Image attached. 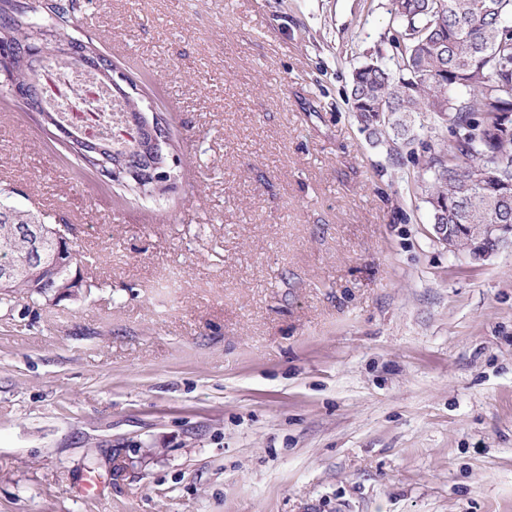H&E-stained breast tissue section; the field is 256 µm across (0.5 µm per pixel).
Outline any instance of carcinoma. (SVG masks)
Returning <instances> with one entry per match:
<instances>
[{
	"instance_id": "obj_1",
	"label": "carcinoma",
	"mask_w": 512,
	"mask_h": 512,
	"mask_svg": "<svg viewBox=\"0 0 512 512\" xmlns=\"http://www.w3.org/2000/svg\"><path fill=\"white\" fill-rule=\"evenodd\" d=\"M77 0H0V52L10 55L11 86L33 112L42 98L36 54L23 44L34 34L63 48L61 30L74 23ZM395 36L392 62L354 69L352 110L369 137L398 145L416 115L447 125L448 147H426L419 173L432 221L448 225L455 249L471 253L469 224L512 225V0H389ZM36 215L0 196V263H30L27 229ZM42 252L63 246L70 264L59 274L82 290V254L76 242H58L49 224ZM34 275L0 283V300L23 291L35 295Z\"/></svg>"
}]
</instances>
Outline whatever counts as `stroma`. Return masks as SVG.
<instances>
[{"instance_id":"35a3bbf8","label":"stroma","mask_w":512,"mask_h":512,"mask_svg":"<svg viewBox=\"0 0 512 512\" xmlns=\"http://www.w3.org/2000/svg\"><path fill=\"white\" fill-rule=\"evenodd\" d=\"M70 32L174 176L89 170L0 73V187L88 283L0 303V512H512V240L438 239L444 124L393 153L356 120L388 0H88ZM126 105L129 109V117L136 118V109L139 107L138 103L131 98L124 97ZM151 110V109H150ZM151 118L148 116L149 113H146L145 110L142 109V112L139 111L137 114L136 121H132L129 128L126 129L129 132L130 138L134 137V140L137 143V150L141 155L145 157V160L148 162L150 168L149 171H146L144 175L140 178L134 176L135 180L131 175H128L132 181L135 183V186L139 189H144L154 184L155 182H164L162 180L163 174H155L154 170L160 166L159 161L165 159V153L169 150L170 144V132L169 138L167 134H161L159 130H157V126L161 127L165 126L164 118L158 112L151 110ZM128 137H123V140H129ZM171 146V144H170ZM138 182V184H137Z\"/></svg>"}]
</instances>
